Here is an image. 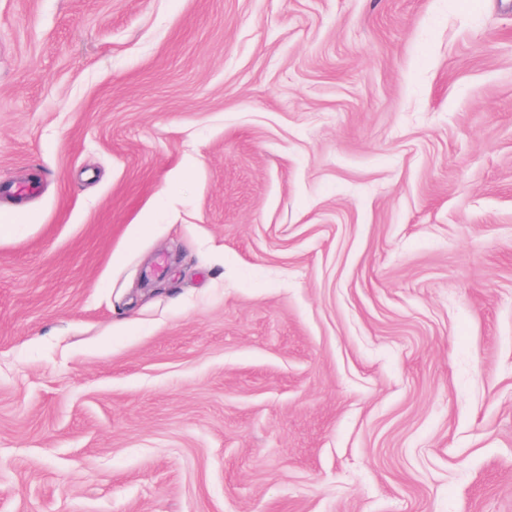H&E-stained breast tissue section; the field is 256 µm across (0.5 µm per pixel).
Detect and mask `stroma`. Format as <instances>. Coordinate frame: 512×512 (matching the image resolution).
<instances>
[{
	"label": "stroma",
	"instance_id": "35a3bbf8",
	"mask_svg": "<svg viewBox=\"0 0 512 512\" xmlns=\"http://www.w3.org/2000/svg\"><path fill=\"white\" fill-rule=\"evenodd\" d=\"M0 512H512V0H0Z\"/></svg>",
	"mask_w": 512,
	"mask_h": 512
}]
</instances>
